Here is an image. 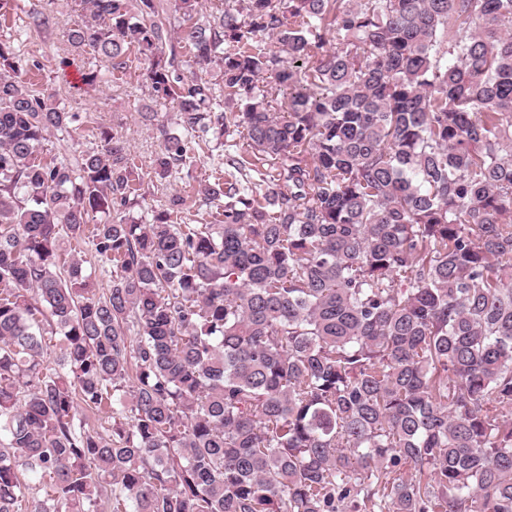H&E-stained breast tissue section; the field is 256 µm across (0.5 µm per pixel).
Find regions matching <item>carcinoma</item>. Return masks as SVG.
Segmentation results:
<instances>
[{"mask_svg": "<svg viewBox=\"0 0 512 512\" xmlns=\"http://www.w3.org/2000/svg\"><path fill=\"white\" fill-rule=\"evenodd\" d=\"M240 2L79 0L64 32L177 105L157 181L247 131L151 224L118 131L38 158L75 116L0 42V512H512V0ZM71 248L72 253L82 260L86 273H92V276L95 277L99 291H104L112 279V267L102 264L88 238L79 240V242L72 241Z\"/></svg>", "mask_w": 512, "mask_h": 512, "instance_id": "1", "label": "carcinoma"}]
</instances>
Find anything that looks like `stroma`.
Here are the masks:
<instances>
[{
    "instance_id": "1",
    "label": "stroma",
    "mask_w": 512,
    "mask_h": 512,
    "mask_svg": "<svg viewBox=\"0 0 512 512\" xmlns=\"http://www.w3.org/2000/svg\"><path fill=\"white\" fill-rule=\"evenodd\" d=\"M46 0H15L14 7L0 15V41L10 44L23 63L21 77L42 93L54 94L58 104L75 115L72 134L54 133L43 141L40 155L44 160L74 158L79 151L98 148L99 133L118 129L141 168L144 221L165 209L168 193L181 192L210 179L224 149L213 143L196 150L190 164L173 180L167 190H159L152 172V160L159 149L160 126H174L176 104L159 108L156 118L142 116L147 102L142 85L144 64L131 55L125 73L104 74L101 82L85 84L82 76L89 69L100 68L93 55H72L62 37L63 31L79 21L78 0H55L56 25L52 33L40 34L28 29V10L45 5Z\"/></svg>"
}]
</instances>
